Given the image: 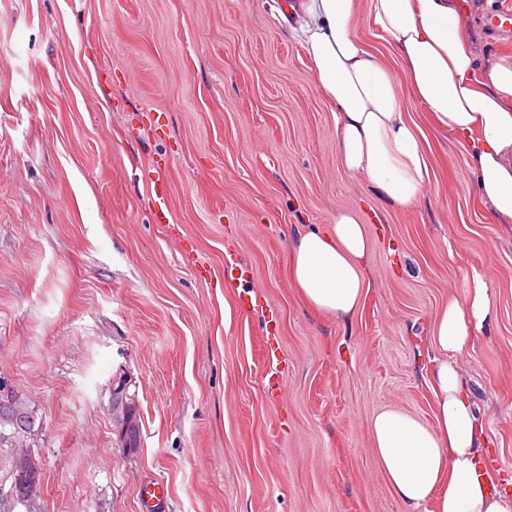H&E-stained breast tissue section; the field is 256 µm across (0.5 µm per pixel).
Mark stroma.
<instances>
[{
    "label": "stroma",
    "instance_id": "obj_1",
    "mask_svg": "<svg viewBox=\"0 0 512 512\" xmlns=\"http://www.w3.org/2000/svg\"><path fill=\"white\" fill-rule=\"evenodd\" d=\"M460 3L482 60H512L489 23L512 0ZM401 105L435 160L409 210L343 170L332 107L266 0H0V374L44 421L40 512H405L370 420L433 424V321L474 267L496 317L464 376L512 492V233L461 142ZM340 211L370 237L348 322L307 305L286 265ZM229 252L245 281L225 282ZM120 367L140 401L132 452L106 410ZM152 174H157L156 177H153L151 173L148 174V178L152 185V190L155 194V209H154V217L155 222L158 224H166L169 223V208L166 198V192L164 190L165 180L160 172H152ZM159 188V191H158Z\"/></svg>",
    "mask_w": 512,
    "mask_h": 512
}]
</instances>
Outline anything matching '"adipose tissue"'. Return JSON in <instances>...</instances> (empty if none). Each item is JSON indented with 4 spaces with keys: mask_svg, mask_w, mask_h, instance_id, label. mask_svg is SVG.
<instances>
[{
    "mask_svg": "<svg viewBox=\"0 0 512 512\" xmlns=\"http://www.w3.org/2000/svg\"><path fill=\"white\" fill-rule=\"evenodd\" d=\"M280 14L333 107L337 151L350 177L401 209L423 199L432 157L401 108L400 95L409 92L436 130L463 143L478 199L512 232V62H481L458 0H285ZM361 16L400 58L401 73L357 38ZM369 248L357 215L340 212L330 231L313 228L295 241L288 273L309 305L347 320L365 295ZM494 318L490 287L472 270L464 295L450 297L434 322V427L397 408L372 418L375 454L409 512L430 500L435 512H512V494L494 486L485 464L488 441L457 361Z\"/></svg>",
    "mask_w": 512,
    "mask_h": 512,
    "instance_id": "adipose-tissue-1",
    "label": "adipose tissue"
}]
</instances>
